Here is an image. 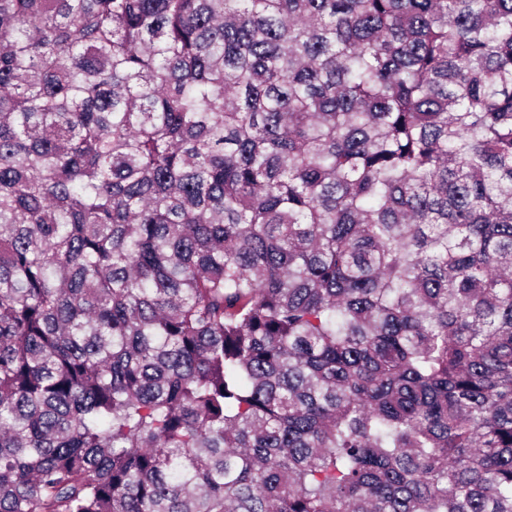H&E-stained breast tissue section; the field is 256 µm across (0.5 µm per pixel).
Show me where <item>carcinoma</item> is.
<instances>
[{
	"mask_svg": "<svg viewBox=\"0 0 512 512\" xmlns=\"http://www.w3.org/2000/svg\"><path fill=\"white\" fill-rule=\"evenodd\" d=\"M0 512H512V0H0Z\"/></svg>",
	"mask_w": 512,
	"mask_h": 512,
	"instance_id": "carcinoma-1",
	"label": "carcinoma"
}]
</instances>
